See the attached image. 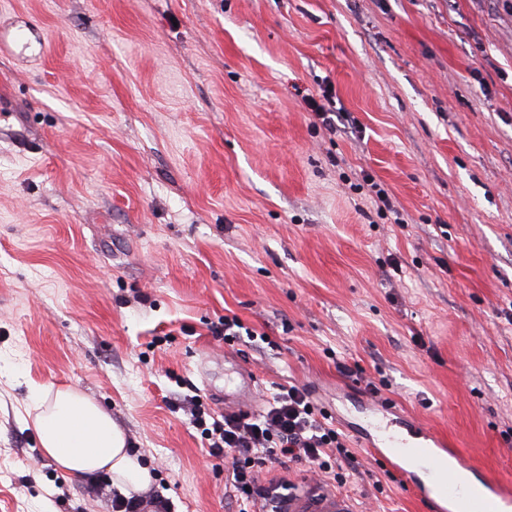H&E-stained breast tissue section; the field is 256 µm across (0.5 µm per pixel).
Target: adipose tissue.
I'll return each mask as SVG.
<instances>
[{"label": "adipose tissue", "mask_w": 512, "mask_h": 512, "mask_svg": "<svg viewBox=\"0 0 512 512\" xmlns=\"http://www.w3.org/2000/svg\"><path fill=\"white\" fill-rule=\"evenodd\" d=\"M31 404L42 451L62 474L85 479L111 474L126 497L148 489L149 467L111 414L83 392L41 385L33 388Z\"/></svg>", "instance_id": "ef3b65f1"}]
</instances>
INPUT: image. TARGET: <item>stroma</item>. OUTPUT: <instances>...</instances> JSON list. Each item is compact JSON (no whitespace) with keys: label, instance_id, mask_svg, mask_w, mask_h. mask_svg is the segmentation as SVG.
<instances>
[{"label":"stroma","instance_id":"1","mask_svg":"<svg viewBox=\"0 0 512 512\" xmlns=\"http://www.w3.org/2000/svg\"><path fill=\"white\" fill-rule=\"evenodd\" d=\"M331 83L352 125L311 124ZM404 224L355 193L363 173ZM235 316L267 336L225 344ZM374 393L512 482V0H0V512H112L31 386L103 406L142 499L239 512L177 396ZM360 512H427L371 462Z\"/></svg>","mask_w":512,"mask_h":512}]
</instances>
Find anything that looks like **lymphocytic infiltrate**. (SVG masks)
<instances>
[{"instance_id":"1","label":"lymphocytic infiltrate","mask_w":512,"mask_h":512,"mask_svg":"<svg viewBox=\"0 0 512 512\" xmlns=\"http://www.w3.org/2000/svg\"><path fill=\"white\" fill-rule=\"evenodd\" d=\"M191 421L209 442V453L231 461V478L242 503L240 512H264L275 505L271 486L262 484L266 464L305 462L333 472L329 453L352 460L336 429L322 422L305 389H282L263 414L239 413L215 419L202 401L189 400Z\"/></svg>"}]
</instances>
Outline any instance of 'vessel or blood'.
<instances>
[{
    "label": "vessel or blood",
    "mask_w": 512,
    "mask_h": 512,
    "mask_svg": "<svg viewBox=\"0 0 512 512\" xmlns=\"http://www.w3.org/2000/svg\"><path fill=\"white\" fill-rule=\"evenodd\" d=\"M372 428L377 436L368 449L375 461L395 471L430 506L447 512L449 503H461L460 512H512V493L499 482L486 480L481 490L463 488L448 458L454 450L447 441L411 426L396 428L387 399L372 405ZM279 512H359L354 500L328 485L305 480L281 495Z\"/></svg>",
    "instance_id": "1"
}]
</instances>
